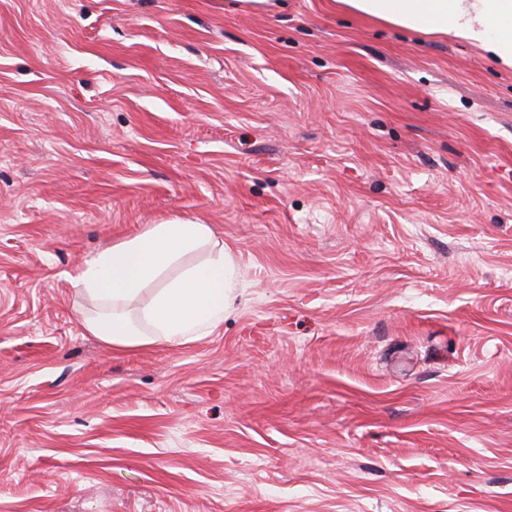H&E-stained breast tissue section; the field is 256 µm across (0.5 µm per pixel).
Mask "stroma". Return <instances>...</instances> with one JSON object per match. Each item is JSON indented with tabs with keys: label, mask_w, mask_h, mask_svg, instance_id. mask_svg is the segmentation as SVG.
I'll return each instance as SVG.
<instances>
[{
	"label": "stroma",
	"mask_w": 512,
	"mask_h": 512,
	"mask_svg": "<svg viewBox=\"0 0 512 512\" xmlns=\"http://www.w3.org/2000/svg\"><path fill=\"white\" fill-rule=\"evenodd\" d=\"M211 225L118 350L76 279ZM0 512H512V66L336 0H0ZM201 249L208 250L203 262L182 263ZM173 267L178 273L168 277ZM157 283L160 288L141 302ZM76 285L106 309L84 319L85 331L112 348L185 344L224 321L237 297V265L210 225L173 218L99 252L85 262Z\"/></svg>",
	"instance_id": "35a3bbf8"
}]
</instances>
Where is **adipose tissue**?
Here are the masks:
<instances>
[{
    "instance_id": "obj_1",
    "label": "adipose tissue",
    "mask_w": 512,
    "mask_h": 512,
    "mask_svg": "<svg viewBox=\"0 0 512 512\" xmlns=\"http://www.w3.org/2000/svg\"><path fill=\"white\" fill-rule=\"evenodd\" d=\"M342 2L404 29L465 39L512 66V0ZM201 249L207 252L203 262L184 263L185 255ZM77 284L105 308L85 318V331L112 348L185 344L209 333L231 310L237 265L210 225L173 218L99 252L86 261Z\"/></svg>"
}]
</instances>
